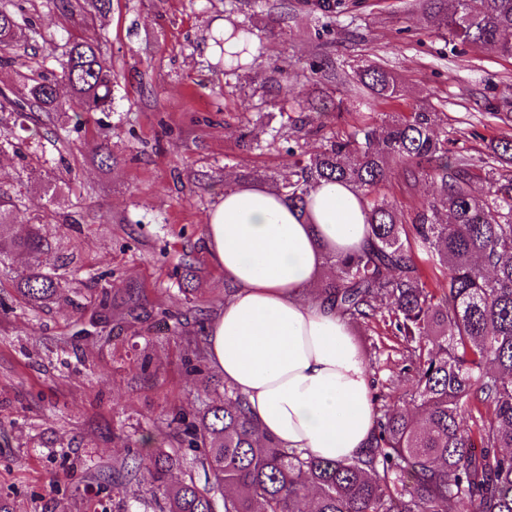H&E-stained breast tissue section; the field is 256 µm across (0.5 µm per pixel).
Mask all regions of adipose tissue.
I'll return each mask as SVG.
<instances>
[{
  "mask_svg": "<svg viewBox=\"0 0 512 512\" xmlns=\"http://www.w3.org/2000/svg\"><path fill=\"white\" fill-rule=\"evenodd\" d=\"M368 235L358 191L336 182L315 185L303 210L231 185L208 215V259L231 289L207 325L208 359L281 447L336 460L371 440L366 357L352 323L317 293L326 255H352Z\"/></svg>",
  "mask_w": 512,
  "mask_h": 512,
  "instance_id": "obj_1",
  "label": "adipose tissue"
}]
</instances>
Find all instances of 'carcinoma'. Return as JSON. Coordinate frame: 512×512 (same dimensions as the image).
<instances>
[{
    "label": "carcinoma",
    "instance_id": "obj_1",
    "mask_svg": "<svg viewBox=\"0 0 512 512\" xmlns=\"http://www.w3.org/2000/svg\"><path fill=\"white\" fill-rule=\"evenodd\" d=\"M344 4L314 0L312 7L333 18ZM421 7L462 46L512 56V0H421ZM227 22L213 35L224 72L253 68L250 19ZM23 35L17 13L0 3V46L10 49ZM353 73L375 98H398L397 79L386 68L366 64ZM113 86L101 44L80 39L55 70L0 90V107L25 119L30 112H110ZM436 126L427 109L392 113L333 136L313 153L288 147V177L267 178L272 191L301 208L322 181L360 191L372 244L328 258L333 273L318 294L356 324L382 317L400 338L410 384L397 397L376 396L369 448L330 461L261 437L243 396L208 371L201 325L187 338L186 354L202 384L201 407L168 415V447L135 452L112 464V474L96 475L112 482L114 497L125 499L126 485L144 472L141 492L153 512H305L311 488V512H512V180L502 172L512 165V138L492 140L487 158L476 160L450 152ZM394 162L405 164L406 180L433 185L408 224L381 192ZM476 168L484 171L480 194L471 187ZM16 210L0 186V265L14 250L28 255L16 290L40 308L70 286L41 269L49 242L38 228L10 237ZM422 263L442 288L428 287Z\"/></svg>",
    "mask_w": 512,
    "mask_h": 512
}]
</instances>
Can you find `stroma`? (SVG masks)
<instances>
[{
    "label": "stroma",
    "instance_id": "obj_1",
    "mask_svg": "<svg viewBox=\"0 0 512 512\" xmlns=\"http://www.w3.org/2000/svg\"><path fill=\"white\" fill-rule=\"evenodd\" d=\"M11 2L29 38L11 66H0V89L49 73L72 36L100 39L116 86L112 111L78 123L38 113L31 137L11 108H0V134L11 141L0 151V182L20 200L13 233L39 225L51 243L45 270L72 287L34 309L13 288L26 255L0 266V496L15 512H119L96 473L143 435L160 445L167 414L198 403L200 383L160 312L192 332L223 306L224 276L207 262L204 231L225 188L244 172L287 176V143L318 150L330 131L299 117L303 104L324 97L346 107L334 131H350L357 117L426 107L449 149L482 158L489 141L512 138V122L496 114L512 103V57L454 44L417 0H345L330 22L287 0H266L255 15L248 0H111L108 13L89 7L73 17L60 0ZM231 13L252 15L259 54L256 67L236 75L215 68L210 40ZM366 61L398 77L399 98L382 103L346 82ZM272 126L286 141L239 147L241 132ZM104 140L109 166L96 154ZM403 170L393 164L385 191L410 215L431 186L407 184ZM188 260L198 272L186 298L177 275ZM130 285L144 297L137 317H110L98 335H83L100 290L119 299ZM355 337L373 389L397 377L392 326L359 325Z\"/></svg>",
    "mask_w": 512,
    "mask_h": 512
}]
</instances>
